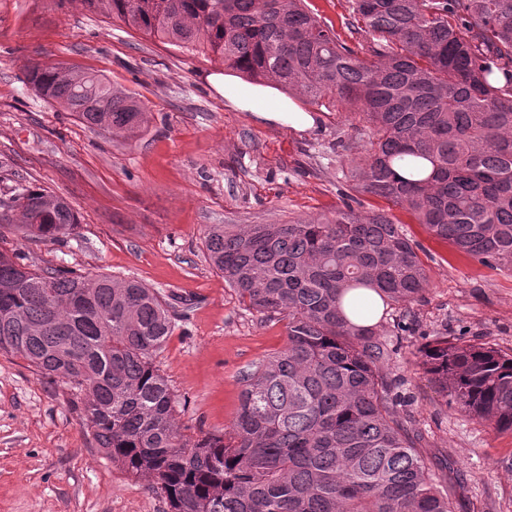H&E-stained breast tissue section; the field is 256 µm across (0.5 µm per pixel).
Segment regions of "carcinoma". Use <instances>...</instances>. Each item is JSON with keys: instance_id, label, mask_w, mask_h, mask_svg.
Segmentation results:
<instances>
[{"instance_id": "1", "label": "carcinoma", "mask_w": 512, "mask_h": 512, "mask_svg": "<svg viewBox=\"0 0 512 512\" xmlns=\"http://www.w3.org/2000/svg\"><path fill=\"white\" fill-rule=\"evenodd\" d=\"M201 52L249 82L362 115L370 149L355 190L410 211L489 268H512V0H350L349 47L307 0H81ZM26 82L90 127L131 134L142 101L102 78L35 64ZM0 224L26 240L77 228L64 198L17 183ZM206 256L247 308L288 318L283 349L244 376L230 433L186 438L152 358L173 303L137 280L20 262L0 247V352L73 391L99 448L161 490L170 512H452L448 488L386 368L375 305L408 306L428 274L384 211L292 224L206 227ZM422 367L451 403L512 433V354L444 338Z\"/></svg>"}]
</instances>
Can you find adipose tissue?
<instances>
[{
    "instance_id": "obj_1",
    "label": "adipose tissue",
    "mask_w": 512,
    "mask_h": 512,
    "mask_svg": "<svg viewBox=\"0 0 512 512\" xmlns=\"http://www.w3.org/2000/svg\"><path fill=\"white\" fill-rule=\"evenodd\" d=\"M209 83L236 109L252 113L260 121L287 125L299 132L315 125L310 113L293 100L280 96L273 87L244 85L236 77L225 74L210 76Z\"/></svg>"
}]
</instances>
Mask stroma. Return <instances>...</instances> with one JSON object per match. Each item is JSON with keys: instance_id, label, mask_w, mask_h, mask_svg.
Wrapping results in <instances>:
<instances>
[{"instance_id": "1", "label": "stroma", "mask_w": 512, "mask_h": 512, "mask_svg": "<svg viewBox=\"0 0 512 512\" xmlns=\"http://www.w3.org/2000/svg\"><path fill=\"white\" fill-rule=\"evenodd\" d=\"M353 49L348 0H308ZM32 62L107 78L143 101L133 136L90 128L24 83ZM221 64L86 11L79 0H0V176L60 195L79 225L61 242L0 240L41 267L133 278L190 300L153 362L174 390L187 437L230 428L243 377L280 351L288 321L248 310L206 259L209 224H287L335 213L369 149L363 122L344 104L310 105L313 129L260 122L226 104L207 81ZM353 140L354 151L339 148ZM416 243L429 286L409 314L386 320L429 468L452 512H512V433L495 432L445 399L418 365L446 338L512 352V271L492 269L432 235L406 209L361 195ZM0 512H168L161 493L99 449L69 388L0 353Z\"/></svg>"}]
</instances>
